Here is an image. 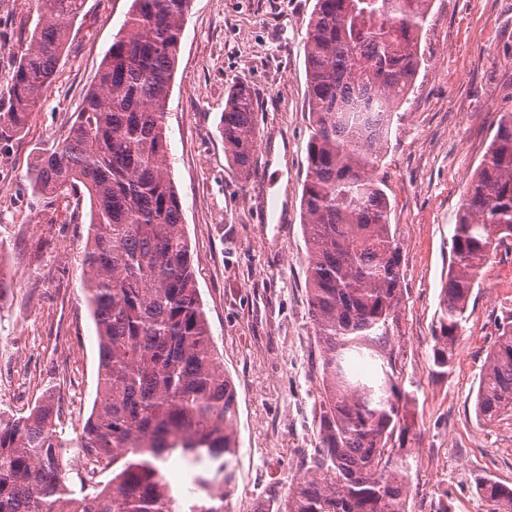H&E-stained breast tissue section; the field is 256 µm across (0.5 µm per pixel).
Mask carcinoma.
Here are the masks:
<instances>
[{"label": "carcinoma", "instance_id": "carcinoma-1", "mask_svg": "<svg viewBox=\"0 0 512 512\" xmlns=\"http://www.w3.org/2000/svg\"><path fill=\"white\" fill-rule=\"evenodd\" d=\"M191 0H132L67 135L29 171L40 192L88 197L82 284L100 356L92 412L68 437L48 398L0 414V512H227L239 441L236 390L218 362L168 162L165 106ZM431 0H315L306 28L308 175L301 210L322 388L311 472L268 512H408L418 441L392 337L404 299L402 246L378 177L411 91ZM38 21L0 101V139L42 103L85 0H36ZM224 144L242 174L256 127L245 87L227 100ZM512 246V112L467 184L432 331L430 374L452 370L483 269ZM476 393L479 421L512 413V315L497 321ZM89 468L75 477L64 451ZM194 469L183 496L163 465ZM112 472L108 484L98 476ZM490 512L512 488L481 478Z\"/></svg>", "mask_w": 512, "mask_h": 512}]
</instances>
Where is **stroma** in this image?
I'll return each instance as SVG.
<instances>
[{"label":"stroma","mask_w":512,"mask_h":512,"mask_svg":"<svg viewBox=\"0 0 512 512\" xmlns=\"http://www.w3.org/2000/svg\"><path fill=\"white\" fill-rule=\"evenodd\" d=\"M315 0H191L166 102L173 179L197 288L238 399L236 494L281 498L307 472L321 388L308 305L301 195L307 176L304 41ZM131 0H85L55 79L23 132L0 143V256L24 279L0 294V411L28 415L61 393L81 430L97 388L96 329L81 288L88 203L33 192L27 174L62 138L94 82ZM38 18L33 0H0V98ZM416 80L383 150L380 175L397 224L406 290L394 345L420 434L411 454L409 512H488L475 491L488 475L512 487V415L476 417L480 372L496 318L512 314V248L472 291L448 377L429 374L431 336L466 184L501 113L512 112V0H432L419 35ZM252 94L258 135L282 143L279 175L233 166L220 120L230 91ZM282 221L264 223L268 202Z\"/></svg>","instance_id":"obj_1"}]
</instances>
